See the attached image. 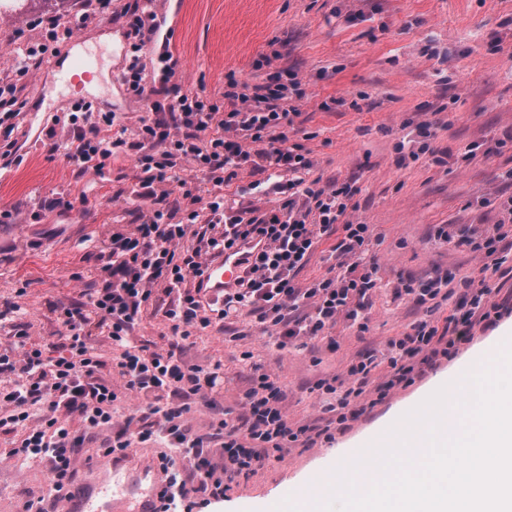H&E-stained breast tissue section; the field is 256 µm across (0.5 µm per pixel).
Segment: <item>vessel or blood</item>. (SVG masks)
I'll return each instance as SVG.
<instances>
[{
    "mask_svg": "<svg viewBox=\"0 0 512 512\" xmlns=\"http://www.w3.org/2000/svg\"><path fill=\"white\" fill-rule=\"evenodd\" d=\"M69 53V48L64 47L49 58L48 67L53 71L57 82L70 85L91 78L95 72L93 61L87 57L73 60ZM264 247V242L249 239L241 242L235 249L211 258L204 268L203 287L214 296L237 287L247 277L255 256ZM97 473L99 478L92 486L90 494L80 503H65L66 512H153V488L159 482V475L153 464L146 461L139 465L136 477L147 480L150 487L136 496L130 494V482L123 478L118 465L98 468Z\"/></svg>",
    "mask_w": 512,
    "mask_h": 512,
    "instance_id": "b4317fda",
    "label": "vessel or blood"
}]
</instances>
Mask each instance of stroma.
Wrapping results in <instances>:
<instances>
[{
    "mask_svg": "<svg viewBox=\"0 0 512 512\" xmlns=\"http://www.w3.org/2000/svg\"><path fill=\"white\" fill-rule=\"evenodd\" d=\"M151 7L180 59L182 86L223 99L228 78L254 86L273 78L297 80L290 103L297 111L288 141L310 162L305 180L348 185L352 197L342 223L369 224L379 237V281L358 333L339 321L306 350H279L248 317L237 324L245 338L228 343L223 332H194L183 356L190 363L221 364L222 402L237 408L250 369L241 354L277 377L290 423L320 415L314 385L344 378L361 353L376 357L372 383L388 372V343L420 319L444 325L461 291L431 305L398 298L395 288L449 273L479 278L483 258L470 241L512 227L504 205L512 199V0H152ZM81 0H0V79L27 62L43 40L37 19L72 18ZM75 39L94 56L104 77L97 90H82L95 111L116 112L133 126L144 112L121 74L130 48L121 21L91 16ZM24 105L11 133L0 130V342L15 328L47 342L62 332L55 309L81 303L96 279L99 255L113 228L137 222L131 198L142 177L134 159L113 157L102 172L79 173L63 152H50L41 132L56 129L65 142L76 96L57 84L45 64L20 81ZM430 124L423 138L420 124ZM418 160H410L412 151ZM184 178L200 195H224L260 209L280 207L283 195L253 185L265 178L239 171L223 187ZM456 237L435 240L438 225ZM512 346V316L476 332L451 359H441L407 387L392 389L374 408L336 431L333 442L290 449L242 479L203 512H266L286 485L312 483L321 496L332 486L327 452L364 450L379 443L387 426L414 410L438 382L456 377L488 348ZM47 462L0 460V512H22L29 501L55 512L47 494Z\"/></svg>",
    "mask_w": 512,
    "mask_h": 512,
    "instance_id": "obj_1",
    "label": "stroma"
}]
</instances>
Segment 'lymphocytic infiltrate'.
Masks as SVG:
<instances>
[{
	"label": "lymphocytic infiltrate",
	"mask_w": 512,
	"mask_h": 512,
	"mask_svg": "<svg viewBox=\"0 0 512 512\" xmlns=\"http://www.w3.org/2000/svg\"><path fill=\"white\" fill-rule=\"evenodd\" d=\"M122 16L134 53L123 81L143 102L144 114L127 135L112 139L102 131L120 124V116L102 112L94 117L80 107L69 116L66 145L54 142L50 149H65L83 172L103 170L120 152L133 157L143 173L133 197L147 211L133 229L113 231L86 301L57 307L64 336L41 343L19 335L0 347V432L11 437L0 454L49 458L54 501L70 499L77 478L75 458L99 426L111 423L115 431L102 457L120 460L136 441L164 445L159 465L165 478L153 512H192V495L222 497L238 478L282 459L297 443L331 440L333 427L355 418L351 403L372 408L394 387L412 385L424 366L450 358L472 340L476 327L487 329L512 315V303L491 302L488 282L464 280V310L446 326L423 320L390 340L385 381L371 384L375 357L367 353L348 365L347 389L326 379L317 382L330 423L290 425L281 386L249 351L242 354L251 374L249 387L239 395L241 411L224 408L219 402L221 366L190 364L183 358L193 330L213 325L230 329L244 312L280 350L307 348L341 320L367 331L363 313L377 287L379 268L373 228L340 224L350 198L347 187L315 188L299 177L306 161L288 145L286 129L292 119L287 85H256L245 92L232 79L220 102L185 90L175 79L179 59L169 39H158L155 16L144 0H129ZM149 46L155 64L148 71L139 54ZM185 162L217 187L248 167L288 172L292 178L265 188L284 195L279 208L230 210L223 197L203 200L189 181L179 178ZM170 182L180 189L173 203L161 189ZM336 229L342 237L335 263L322 277L298 287L295 277L316 243ZM190 235L197 244L189 249L182 242ZM255 236L265 240L266 248L238 288L207 300L199 288L186 287L187 278L201 276L209 257ZM162 295L168 298L163 315L170 334L166 347L153 350L138 342L133 330L143 309ZM97 330L107 333L119 350L115 363H107L93 344ZM108 366L115 378L105 376ZM129 397L135 400L131 413L113 423L115 404ZM195 401L216 411L208 433L192 429Z\"/></svg>",
	"instance_id": "lymphocytic-infiltrate-1"
}]
</instances>
